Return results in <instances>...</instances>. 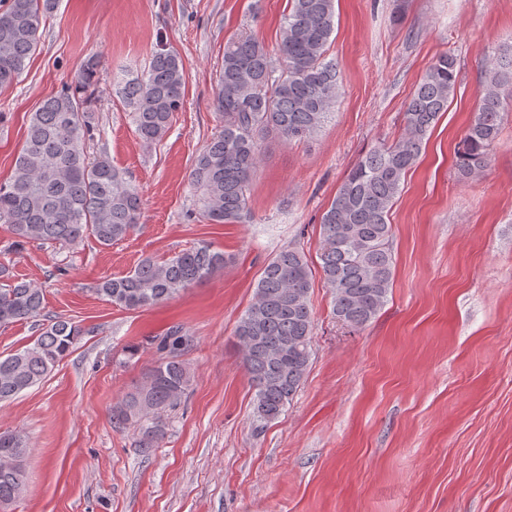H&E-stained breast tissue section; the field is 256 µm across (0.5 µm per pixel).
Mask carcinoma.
Instances as JSON below:
<instances>
[{
	"instance_id": "obj_1",
	"label": "carcinoma",
	"mask_w": 512,
	"mask_h": 512,
	"mask_svg": "<svg viewBox=\"0 0 512 512\" xmlns=\"http://www.w3.org/2000/svg\"><path fill=\"white\" fill-rule=\"evenodd\" d=\"M56 0H8L0 10V88L13 84L40 43L42 17ZM335 0H291L280 40L270 50L255 35L239 31L224 43L215 110L219 128L194 158L190 181L201 201L200 216L211 224H236L247 211L261 144L275 135L288 144L314 134L325 122L339 90L336 62L326 47L334 31ZM100 60L84 61L80 80L43 100L31 115L13 174L0 182V223L9 226L13 245L75 247L93 236L102 246L124 240L141 217V199L126 174L105 154L88 155L93 135L82 93L99 80ZM456 84V61L442 54L429 67L404 112L402 137L376 147L351 168L322 214L320 269L341 326L359 330L384 307L393 276L392 232L388 215L406 172ZM185 73L179 55L164 46L147 68L120 80V93L133 110L135 133L146 145L164 137L183 106ZM512 63L495 57L484 64L477 115L457 157L461 175H479L487 165L508 105ZM224 267V254L200 244L158 262L143 258L127 274L98 284L96 291L126 310L147 309ZM312 270L304 253L288 245L268 260L253 299L234 336L254 387L253 414L267 425L283 414L307 374L314 335L310 303ZM37 286L13 280L0 286V327L43 316ZM83 330L55 320L34 343L0 358V401L40 383L77 343ZM165 356L142 382L112 409L118 429L138 428L137 447L148 452L166 434L163 412L180 404L191 382L182 351L189 337L180 325L161 337ZM29 445L16 431L0 432V458L26 459ZM26 472L0 468V509L19 498Z\"/></svg>"
}]
</instances>
